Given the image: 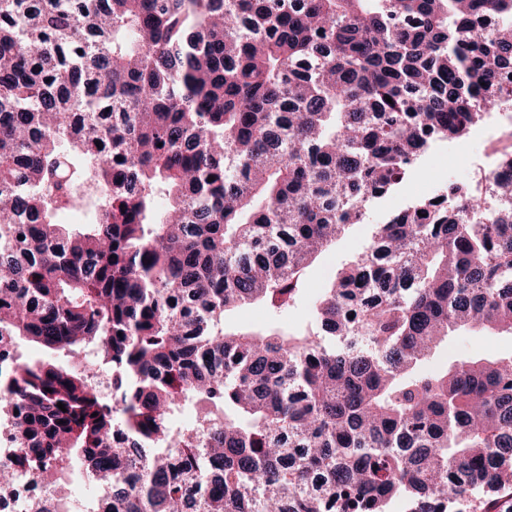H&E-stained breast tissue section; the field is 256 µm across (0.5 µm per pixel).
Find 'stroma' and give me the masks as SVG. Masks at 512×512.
<instances>
[{
  "mask_svg": "<svg viewBox=\"0 0 512 512\" xmlns=\"http://www.w3.org/2000/svg\"><path fill=\"white\" fill-rule=\"evenodd\" d=\"M502 123L500 113H491L467 136L440 142L428 149L402 184L372 202L367 223L350 226L336 244L312 264L302 296L287 312L275 316L266 309L246 307L227 314L226 327L259 328L273 323L291 331L305 327L312 320L316 300L335 278L338 269L369 247L374 224L426 197V187L431 181L442 185L449 182L472 185L481 167L494 163L495 153L512 151V141L504 136ZM511 349L510 336L460 333L449 337L447 349L433 357L427 367L437 370L452 358L492 357Z\"/></svg>",
  "mask_w": 512,
  "mask_h": 512,
  "instance_id": "obj_1",
  "label": "stroma"
}]
</instances>
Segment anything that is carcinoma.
Returning a JSON list of instances; mask_svg holds the SVG:
<instances>
[{
	"label": "carcinoma",
	"mask_w": 512,
	"mask_h": 512,
	"mask_svg": "<svg viewBox=\"0 0 512 512\" xmlns=\"http://www.w3.org/2000/svg\"><path fill=\"white\" fill-rule=\"evenodd\" d=\"M511 71L512 0H0V339L46 353L0 386V492L38 469L27 512H70L77 468L86 512H512V352L423 368L512 335L511 176L375 225L318 331L224 330L288 310ZM512 349L510 336H486V334L460 333L449 336L448 348L438 353L427 364L429 370H437L448 364L449 358H466L471 356L492 357L502 351ZM15 416L0 413V467L14 465L16 448L14 440L10 439L14 431Z\"/></svg>",
	"instance_id": "carcinoma-1"
}]
</instances>
